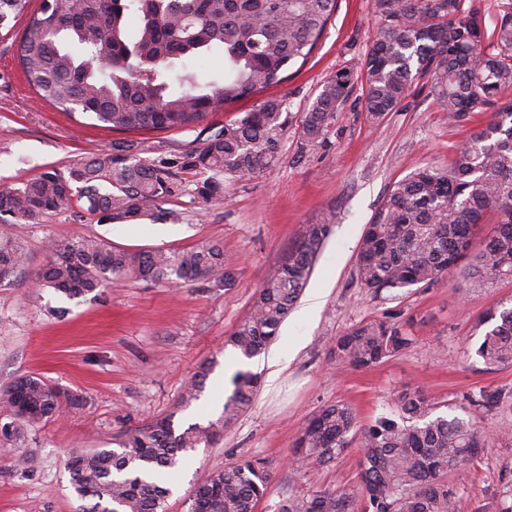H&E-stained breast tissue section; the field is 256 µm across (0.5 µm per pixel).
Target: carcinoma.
<instances>
[{
	"mask_svg": "<svg viewBox=\"0 0 512 512\" xmlns=\"http://www.w3.org/2000/svg\"><path fill=\"white\" fill-rule=\"evenodd\" d=\"M0 0V27L26 19L18 55L38 96L67 115L79 110L115 131L191 126L214 112L281 84L305 63L321 39L336 0ZM380 19L362 63L365 109L374 119L400 109L414 83H430L448 119L470 121L478 108L493 119L475 133L446 167L430 166L396 183L363 234L357 262L360 283L376 292L435 284L470 257L460 287L490 288L512 278V105L499 106L512 90V11L493 28L479 0H374ZM139 25L125 32V17ZM224 52L223 80H202L187 61L214 49ZM353 89V73L341 70L303 113L299 157L322 149L339 106ZM288 118L282 102L267 99L224 123L201 146L176 161L141 158L137 144L119 140L68 174L48 171L20 188L0 189V221L30 224L80 206L100 221L120 223L168 215L164 208L181 188L178 171L202 176L205 201L224 195L220 174L251 179L279 157ZM494 223L483 247L468 255L482 224ZM332 219L303 227L300 241L277 274L258 292L247 319L229 337L247 359L276 335L310 278ZM26 253L16 239L0 236V286L14 282ZM234 281L218 243L183 251L116 249L99 237L78 236L56 244L34 285L68 298L96 299L112 281ZM488 327L475 356L489 369L512 366V306L483 315ZM412 344L396 322L371 321L336 338V357L355 367L377 364ZM214 361L202 363L181 395L199 399ZM221 414L205 425L175 432L172 416L123 434L117 448L73 451L67 459L72 487L89 504L82 512H158L169 489L168 473L181 454L209 446L224 426L252 404L257 376L238 371ZM501 394L468 398L486 413ZM80 398L28 375L0 390V448L33 426L77 405ZM420 391L404 390L397 416L361 428L352 408L338 401L310 417L295 443L306 464L335 460L361 436L360 491L331 489L294 496L278 512H462L446 475L487 447L473 419L438 412ZM275 464L248 458L214 471L199 485L189 512H256Z\"/></svg>",
	"mask_w": 512,
	"mask_h": 512,
	"instance_id": "carcinoma-1",
	"label": "carcinoma"
}]
</instances>
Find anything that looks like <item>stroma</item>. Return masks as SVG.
I'll return each mask as SVG.
<instances>
[{"mask_svg": "<svg viewBox=\"0 0 512 512\" xmlns=\"http://www.w3.org/2000/svg\"><path fill=\"white\" fill-rule=\"evenodd\" d=\"M378 26L372 0H337L336 11L307 63L264 93L210 113L199 123L130 133L151 157L177 159L200 146L225 122L263 99L282 101L289 114L275 165L257 178L227 183L224 197L203 200L196 178L181 172L183 189L169 199L163 220L102 224L97 216L64 212L36 224L0 223L18 238L28 261L12 284L0 287V388L37 375L81 398L59 417L24 428L0 450V512H79L66 467L69 452L111 447L126 431L172 416L176 429L217 418L225 397L226 340L249 316L260 287L297 246L303 225L332 216L309 287L326 289L313 316L293 308L274 344L300 350L276 389H259L249 409L211 447L183 458L170 479L164 512H188L195 487L214 470L250 457L276 465L256 512H278L283 500L330 488L357 492L361 447L352 444L323 465L293 466V444L306 420L323 407L347 402L359 425L395 412L397 396L418 390L455 414L475 416L487 446L450 472L448 484L464 512H504L512 506V366L488 369L474 349L475 321L512 302V279L465 292L459 274L432 285L376 292L357 278L366 225L393 186L410 173L447 165L491 115L475 112L465 126L451 123L429 87L414 86L399 111L371 118L365 110L361 62ZM22 25L0 29V188L20 187L46 171L68 172L77 161L111 151L119 133L86 125L43 102L26 80L17 49ZM353 73V90L336 114L326 148L297 158L300 119L338 70ZM99 236L127 250H186L217 241L232 260V287L208 283H116L94 301L66 298L32 284L54 243ZM404 324L413 343L401 353L355 367L336 358L337 336L375 321ZM215 366L199 401L180 396L196 366ZM500 391L496 410L483 414L466 399Z\"/></svg>", "mask_w": 512, "mask_h": 512, "instance_id": "obj_1", "label": "stroma"}]
</instances>
